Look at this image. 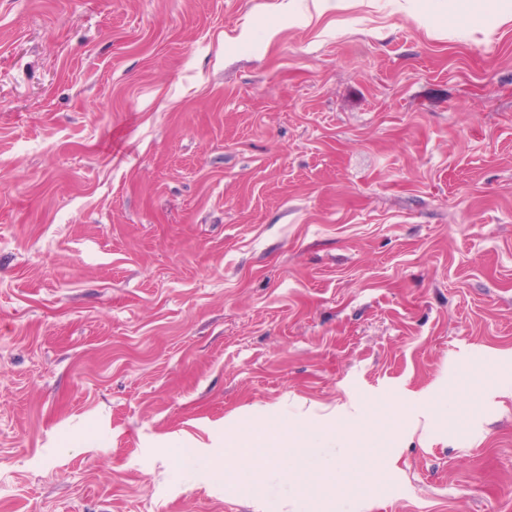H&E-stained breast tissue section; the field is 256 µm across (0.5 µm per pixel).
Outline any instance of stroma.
I'll return each instance as SVG.
<instances>
[{
  "label": "stroma",
  "instance_id": "obj_1",
  "mask_svg": "<svg viewBox=\"0 0 512 512\" xmlns=\"http://www.w3.org/2000/svg\"><path fill=\"white\" fill-rule=\"evenodd\" d=\"M306 2L0 0V512H308L176 450L382 400L325 512H512V23ZM355 418H360L354 426L363 439L377 442L391 434L398 423V411L387 402H379L361 410L352 406ZM178 461L182 468L187 472H191L200 466L207 467L210 472L211 480L216 485H222L226 481V450H225V467L215 465L211 462V458L203 452L201 448L206 446L197 441H186L180 446Z\"/></svg>",
  "mask_w": 512,
  "mask_h": 512
}]
</instances>
